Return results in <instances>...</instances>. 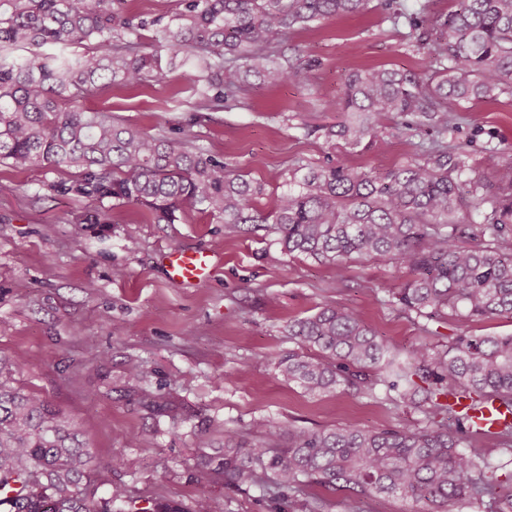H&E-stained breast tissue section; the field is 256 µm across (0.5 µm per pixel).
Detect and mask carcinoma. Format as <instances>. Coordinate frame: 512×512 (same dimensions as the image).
Here are the masks:
<instances>
[{
  "mask_svg": "<svg viewBox=\"0 0 512 512\" xmlns=\"http://www.w3.org/2000/svg\"><path fill=\"white\" fill-rule=\"evenodd\" d=\"M125 2L0 0V161L76 168L83 194L146 203L167 222L181 204L224 216L230 233L267 222L252 205L260 188L224 162L84 107L100 81L138 86L167 77L161 57L141 51L147 23L124 16ZM364 2L179 0L183 9L156 30L155 41L185 64L201 57L200 94L222 108L240 90L244 66L270 85L307 83L303 63L277 61L281 41L297 24L353 14ZM392 19L418 33L427 72L349 73L343 97L331 107L350 118L329 135L368 149L388 121L402 118L419 139L420 160L381 172L340 164L311 171L278 196L272 229L284 251L340 274L354 257L408 270L410 278L387 292L414 321L512 316V164L499 165V149L487 145L488 165L497 169L488 180L472 171L461 147L448 143L459 125L452 103L495 100L512 88V0H454L442 27L429 35L417 12H395ZM18 45L58 52L15 58L8 50ZM74 45L86 51L66 55ZM287 335L297 349L278 362L284 379L311 394L339 386L356 397L382 391L417 408L427 427L317 430L269 422L250 441L226 430L225 483L270 472L280 496L319 486L359 499H412L432 512L459 503L512 512L491 464L464 452L481 437L477 424L454 410L465 400L478 410L494 402L512 414V334L459 333L445 349L422 342L402 355L354 309L327 304L288 323ZM80 434L77 421H61L42 397L11 386L0 365L4 512H112L123 491L113 488L98 501L79 489L89 457Z\"/></svg>",
  "mask_w": 512,
  "mask_h": 512,
  "instance_id": "obj_1",
  "label": "carcinoma"
}]
</instances>
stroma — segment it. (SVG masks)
<instances>
[{"label":"stroma","instance_id":"obj_1","mask_svg":"<svg viewBox=\"0 0 512 512\" xmlns=\"http://www.w3.org/2000/svg\"><path fill=\"white\" fill-rule=\"evenodd\" d=\"M280 49L283 63L310 64L307 84L270 86L249 71L237 102L207 110L186 66L160 83L96 87L84 105L223 159L261 185L253 205L265 215L308 169L341 163L380 171L418 160L414 138L392 122L385 148L352 149L324 135L343 119L327 105L342 96L352 68L426 71L408 25L393 22L381 0L355 15L295 26ZM456 111L453 141L477 174L488 171L486 142L512 161V93L463 101ZM80 182L67 167L0 162V359L19 362L14 387L80 422L92 452L90 485L101 497L122 488L119 512H139L150 500L191 512L202 496L224 512H296L295 502L252 480L225 486L218 469L228 429L249 437L268 421L423 426L418 410L381 395H311L281 380L277 363L293 347L288 322L324 304L355 309L402 350L423 339L444 345L461 331L512 334L507 315L421 327L388 305L386 287L409 273L383 261H351L340 278L333 267L284 254L266 226L246 224L228 236L223 217L200 205L180 206L173 223L160 222L146 205L86 196ZM171 249L208 250L220 264L208 283L176 282L162 264ZM132 362L143 371L136 384L127 378ZM201 435L207 447H197Z\"/></svg>","mask_w":512,"mask_h":512}]
</instances>
